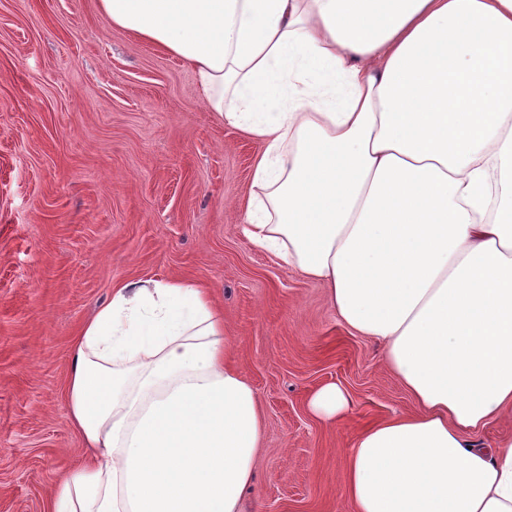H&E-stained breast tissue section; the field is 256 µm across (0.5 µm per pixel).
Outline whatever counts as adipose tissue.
Wrapping results in <instances>:
<instances>
[{
	"label": "adipose tissue",
	"mask_w": 512,
	"mask_h": 512,
	"mask_svg": "<svg viewBox=\"0 0 512 512\" xmlns=\"http://www.w3.org/2000/svg\"><path fill=\"white\" fill-rule=\"evenodd\" d=\"M264 143L243 234L322 283L419 406L363 428L355 512H512V0H98ZM181 281L118 287L72 348L91 454L49 512H244L258 396ZM512 438V419L504 418L493 421L477 437L479 444L491 446L494 443Z\"/></svg>",
	"instance_id": "ef3b65f1"
}]
</instances>
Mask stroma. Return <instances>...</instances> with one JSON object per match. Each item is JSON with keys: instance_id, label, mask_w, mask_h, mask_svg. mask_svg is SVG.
Instances as JSON below:
<instances>
[{"instance_id": "1", "label": "stroma", "mask_w": 512, "mask_h": 512, "mask_svg": "<svg viewBox=\"0 0 512 512\" xmlns=\"http://www.w3.org/2000/svg\"><path fill=\"white\" fill-rule=\"evenodd\" d=\"M262 149L97 0H0V512H46L89 453L67 398L80 328L117 285L166 279L211 291L258 395L248 512H353L355 432L416 403L322 283L243 235ZM330 383L352 397L333 427L307 410Z\"/></svg>"}]
</instances>
